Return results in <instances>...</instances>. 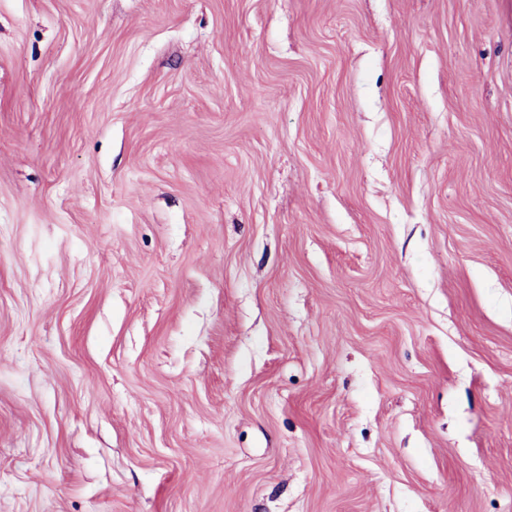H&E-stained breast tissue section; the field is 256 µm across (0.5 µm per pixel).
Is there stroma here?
I'll list each match as a JSON object with an SVG mask.
<instances>
[{"mask_svg":"<svg viewBox=\"0 0 512 512\" xmlns=\"http://www.w3.org/2000/svg\"><path fill=\"white\" fill-rule=\"evenodd\" d=\"M0 512H512V0H0Z\"/></svg>","mask_w":512,"mask_h":512,"instance_id":"35a3bbf8","label":"stroma"}]
</instances>
